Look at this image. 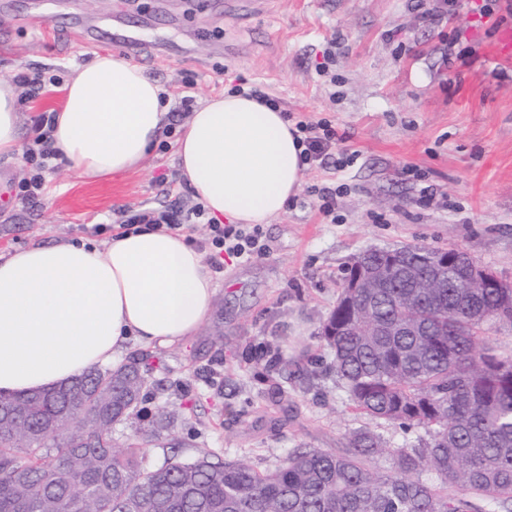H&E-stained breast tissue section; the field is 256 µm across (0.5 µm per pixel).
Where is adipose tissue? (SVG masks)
Instances as JSON below:
<instances>
[{
  "label": "adipose tissue",
  "mask_w": 512,
  "mask_h": 512,
  "mask_svg": "<svg viewBox=\"0 0 512 512\" xmlns=\"http://www.w3.org/2000/svg\"><path fill=\"white\" fill-rule=\"evenodd\" d=\"M55 113V145L86 180L141 168L168 123L143 69L97 55L75 70ZM16 88L0 81V156L19 150ZM303 150L272 104L207 99L175 140L181 179L213 218L267 224L301 187ZM215 285L201 253L163 229L113 236L105 249L34 245L0 260V391L46 390L114 361L128 340L170 345L206 320Z\"/></svg>",
  "instance_id": "obj_1"
}]
</instances>
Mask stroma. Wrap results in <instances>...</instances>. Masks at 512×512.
<instances>
[{
    "instance_id": "35a3bbf8",
    "label": "stroma",
    "mask_w": 512,
    "mask_h": 512,
    "mask_svg": "<svg viewBox=\"0 0 512 512\" xmlns=\"http://www.w3.org/2000/svg\"><path fill=\"white\" fill-rule=\"evenodd\" d=\"M44 17L28 23L30 13ZM143 43L128 58L175 105L183 80L196 100L233 87L258 91L282 112L323 122L354 152L343 168H309L285 213L264 225V257L227 258L200 330L173 345L128 343L147 354L152 396L185 405L146 463L199 449L258 467L290 452L338 448L368 425L321 339L344 270L372 246H459L512 281V57L497 54L512 15L502 0H275L241 25L217 0H0V80L48 70L69 79L96 55L122 57L116 26ZM461 60L448 59L449 51ZM45 174L37 203L0 209V256L35 243L92 238L123 210L189 208L174 149L142 169L95 181L64 159ZM333 189L334 219L319 210ZM282 357L276 373L266 363Z\"/></svg>"
}]
</instances>
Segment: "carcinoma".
Segmentation results:
<instances>
[{
  "mask_svg": "<svg viewBox=\"0 0 512 512\" xmlns=\"http://www.w3.org/2000/svg\"><path fill=\"white\" fill-rule=\"evenodd\" d=\"M428 250L402 247L405 268L426 273ZM361 256L383 269L379 287L359 294L364 326L322 340L355 408L425 427L418 444L393 447L365 428L272 469L205 450L148 466L141 448L182 412L114 444L112 428L139 417L150 395L141 355L45 391L0 392V512H512V359L483 339L488 325L512 329V282L419 288L375 252Z\"/></svg>",
  "mask_w": 512,
  "mask_h": 512,
  "instance_id": "1",
  "label": "carcinoma"
}]
</instances>
